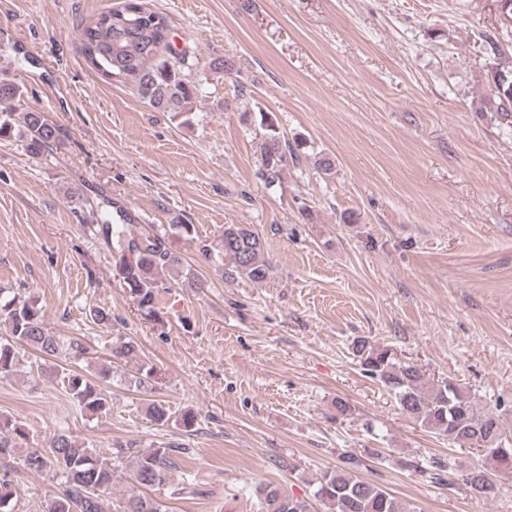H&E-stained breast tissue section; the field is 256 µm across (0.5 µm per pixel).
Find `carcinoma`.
Wrapping results in <instances>:
<instances>
[{
	"instance_id": "1",
	"label": "carcinoma",
	"mask_w": 512,
	"mask_h": 512,
	"mask_svg": "<svg viewBox=\"0 0 512 512\" xmlns=\"http://www.w3.org/2000/svg\"><path fill=\"white\" fill-rule=\"evenodd\" d=\"M81 53L85 61L103 77L128 82L141 100L157 112H168L179 124H191V115L201 94L198 83L185 73L186 52L177 51L170 42L167 17L142 0H123L116 8L100 13L79 30ZM491 93L485 111L499 126L512 131V66L499 63L490 72ZM21 87L10 78L0 77V103L21 98ZM264 134L259 146L260 179L267 185L280 180L287 159L297 162L300 155L290 145L272 114L260 113ZM25 138L35 155L53 150L59 142L58 128L45 113L31 108L0 112V139L14 135ZM131 218L123 210L107 224L98 225L112 246L115 274L128 289L139 310L160 317L157 295L165 288L159 278L162 271L180 267L178 257L169 250L165 237L134 236L126 231ZM224 252V279L246 278L257 285L270 277L272 266L265 242L248 224H226L220 237ZM0 328L10 340L0 341V377L9 376L19 362L18 348L29 346L46 360L59 359L62 353L85 357L87 347L79 341L65 344L46 328L41 308L19 293L0 295ZM354 357L362 370L394 395L400 410L425 430L444 436L461 449L491 448L494 458L479 455L481 464L462 474L463 481L476 496L491 499L498 491L497 473L512 474V424L506 415L512 408L504 404L483 405L467 389L450 379L433 383L423 371L400 361L391 349L366 338L353 342ZM137 343L128 338L112 347V358L129 361L136 358ZM67 389L79 406L92 413L107 410L109 401L95 385L76 372L64 376ZM25 428L8 419H0V460L14 455L19 443L27 440ZM185 453L179 447L153 450L128 449L120 462L132 477L135 490L115 501L101 497L112 486L114 464L96 454L85 443L69 434H58L49 450L30 449L22 459L24 470L41 473L55 469L62 477V489L49 499L43 512H166L164 506L138 492L159 485L176 466L174 456ZM19 486L9 480L0 482V512H11L10 502ZM260 512H313L310 500L320 502L325 512H419L370 482L338 467L315 479L311 495L297 497L267 484L256 488Z\"/></svg>"
}]
</instances>
